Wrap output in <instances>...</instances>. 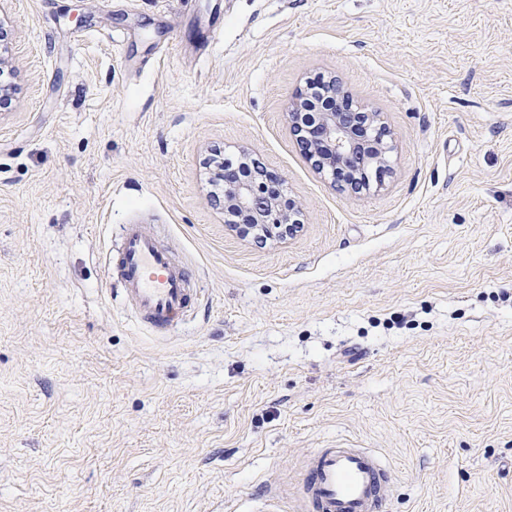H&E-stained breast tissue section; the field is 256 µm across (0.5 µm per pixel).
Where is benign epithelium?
<instances>
[{
    "label": "benign epithelium",
    "instance_id": "obj_1",
    "mask_svg": "<svg viewBox=\"0 0 512 512\" xmlns=\"http://www.w3.org/2000/svg\"><path fill=\"white\" fill-rule=\"evenodd\" d=\"M290 131L306 160L331 177L340 192L354 195L382 188L380 171L389 166L394 146L381 113L356 101L343 83L331 76L320 88L298 90L287 112ZM224 180V209L248 217L234 225L249 238L262 231V242L297 232L302 223L299 202L285 193L284 179L265 169L245 176L219 166Z\"/></svg>",
    "mask_w": 512,
    "mask_h": 512
}]
</instances>
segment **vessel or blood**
Masks as SVG:
<instances>
[{
	"mask_svg": "<svg viewBox=\"0 0 512 512\" xmlns=\"http://www.w3.org/2000/svg\"><path fill=\"white\" fill-rule=\"evenodd\" d=\"M115 276L141 325L157 332L179 328L197 299L187 268L136 224L123 227ZM392 490L374 451L339 444L310 453L299 494L302 512H383Z\"/></svg>",
	"mask_w": 512,
	"mask_h": 512,
	"instance_id": "b4317fda",
	"label": "vessel or blood"
}]
</instances>
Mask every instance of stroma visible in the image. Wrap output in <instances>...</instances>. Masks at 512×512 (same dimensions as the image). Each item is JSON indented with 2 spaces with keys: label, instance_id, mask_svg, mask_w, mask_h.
<instances>
[{
  "label": "stroma",
  "instance_id": "1",
  "mask_svg": "<svg viewBox=\"0 0 512 512\" xmlns=\"http://www.w3.org/2000/svg\"><path fill=\"white\" fill-rule=\"evenodd\" d=\"M0 512H298L306 457L378 452L389 512H512V0H0ZM342 80L383 188L311 169L293 93ZM303 224L224 222L214 153ZM194 274L150 334L123 225Z\"/></svg>",
  "mask_w": 512,
  "mask_h": 512
}]
</instances>
